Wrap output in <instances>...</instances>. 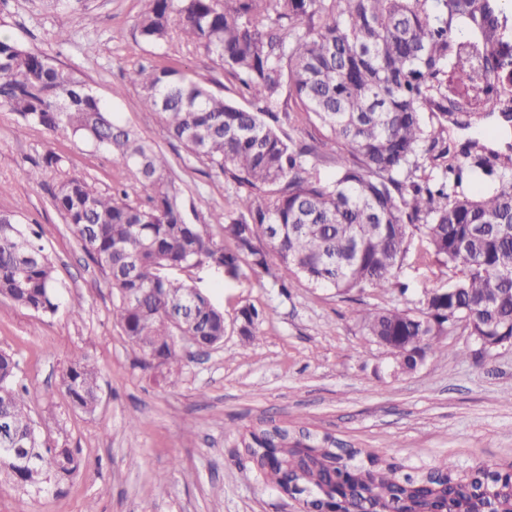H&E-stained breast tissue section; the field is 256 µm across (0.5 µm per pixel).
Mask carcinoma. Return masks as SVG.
<instances>
[{
  "label": "carcinoma",
  "mask_w": 512,
  "mask_h": 512,
  "mask_svg": "<svg viewBox=\"0 0 512 512\" xmlns=\"http://www.w3.org/2000/svg\"><path fill=\"white\" fill-rule=\"evenodd\" d=\"M136 28L150 45L176 41L219 61L249 104L224 99L190 71L139 63L125 72L142 109L183 147V164L199 163L241 190L230 208L206 218L187 210L162 150L74 72L8 38H0V105L107 152L136 186L135 201L124 186L102 193L69 175L57 154L44 158L59 172L53 205L106 272L113 313L144 365L175 364L187 347L224 341V312L177 271L235 278L244 262L283 290L302 279L338 293L386 291L416 232L458 275L427 291L420 310L356 311L362 333L382 339L403 372L448 355L440 337L456 326L452 315L485 336H512V171L474 141L464 160L417 175L444 143L449 117L484 118L512 100V30L499 0H150ZM285 92L326 132L318 144L286 133ZM318 155L336 166L334 178L310 163ZM465 181L484 188L460 198ZM56 288L39 233L0 213V296L54 314ZM258 321L255 308L239 309L238 335L258 340ZM17 370L14 355L0 351V449L36 431ZM61 387L74 409L91 413L100 370L75 354ZM244 447L273 484L315 510L329 500L340 512H512V464L462 474L443 463L417 478L375 456L358 462V451L329 436L282 426L249 432ZM25 454L31 462L21 468L0 452V473L24 488L80 469L64 446L40 440Z\"/></svg>",
  "instance_id": "cac0c4a2"
}]
</instances>
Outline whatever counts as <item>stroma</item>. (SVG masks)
I'll list each match as a JSON object with an SVG mask.
<instances>
[{
  "label": "stroma",
  "instance_id": "1",
  "mask_svg": "<svg viewBox=\"0 0 512 512\" xmlns=\"http://www.w3.org/2000/svg\"><path fill=\"white\" fill-rule=\"evenodd\" d=\"M149 0H0V33L73 70L120 119L162 149L187 203L200 214L231 205L223 176L185 167L181 146L158 116L143 111L123 83L138 63L189 69L225 98L236 99L219 62L179 45L156 47L136 30ZM69 175L97 190L128 184L111 156L68 133L23 125L0 106V212L38 225L57 269L56 314L39 315L0 298V350L15 354L32 398V415L48 442L72 448L82 461L75 476L35 493L0 477V512H305L245 457L240 435L283 422L329 433L349 447L419 475L454 461L512 463V346L482 352L463 329L445 336L448 353L410 372L363 336L355 312L366 307L418 309L426 291L454 273L422 259L412 238L398 288L366 287L347 295L271 278L241 265L237 277L203 269L187 280L224 312V342L166 370L143 364L123 334L103 270L82 251L51 193L58 174L43 168L47 152ZM42 167V177L26 173ZM258 310L259 339L233 329L238 310ZM79 308L71 317L70 308ZM101 372L94 412L71 408L59 389L73 352ZM138 416L137 429L128 420Z\"/></svg>",
  "mask_w": 512,
  "mask_h": 512
}]
</instances>
